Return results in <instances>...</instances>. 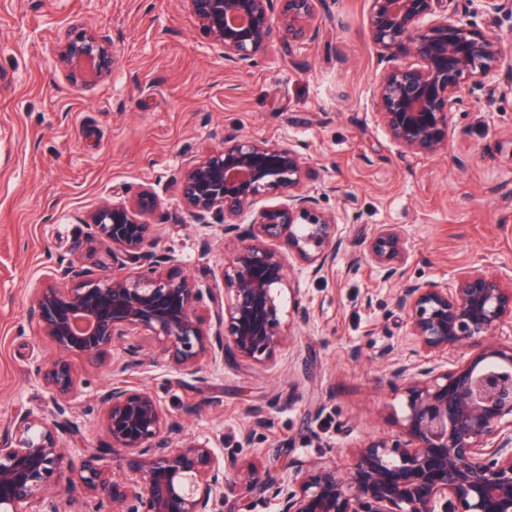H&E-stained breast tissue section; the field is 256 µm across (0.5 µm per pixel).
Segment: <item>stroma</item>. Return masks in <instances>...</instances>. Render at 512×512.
Listing matches in <instances>:
<instances>
[{"label": "stroma", "mask_w": 512, "mask_h": 512, "mask_svg": "<svg viewBox=\"0 0 512 512\" xmlns=\"http://www.w3.org/2000/svg\"><path fill=\"white\" fill-rule=\"evenodd\" d=\"M368 8L319 0L315 39H274L235 68L182 0H0V421L51 407L37 370L60 353L29 320V289L61 262L99 269L105 245L85 219L103 202L149 191L156 206L141 220L155 226L159 251L199 287L212 285L224 235L202 238L176 178L236 129L304 158L303 184L336 215L344 249L317 279L291 261L277 314L288 344L275 364L228 358L191 377L142 335L145 364L126 380L184 415L174 445L206 440L261 471L278 456L342 473L350 449L400 431L405 397L381 354L411 364L420 351L405 322V283L451 284L476 264L512 282V95L472 89L452 108L439 154L400 156L376 117ZM76 26L116 53L111 76L87 90L70 84L54 54ZM387 225L412 244L402 282L367 259ZM295 298L309 323L290 314ZM68 361L80 380L68 416L81 436L64 454L77 459L108 440L99 396L112 372L79 354ZM257 408L271 423L254 431ZM249 430L252 446L238 449Z\"/></svg>", "instance_id": "stroma-1"}]
</instances>
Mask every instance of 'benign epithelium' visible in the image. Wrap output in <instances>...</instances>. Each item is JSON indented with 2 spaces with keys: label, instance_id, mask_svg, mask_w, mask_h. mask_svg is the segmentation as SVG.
<instances>
[{
  "label": "benign epithelium",
  "instance_id": "benign-epithelium-1",
  "mask_svg": "<svg viewBox=\"0 0 512 512\" xmlns=\"http://www.w3.org/2000/svg\"><path fill=\"white\" fill-rule=\"evenodd\" d=\"M189 13L224 53L243 64L275 37H310L317 0H184ZM460 0H369L368 34L383 68L373 89L377 118L401 155H434L448 138L449 110L478 86L493 98L512 83L491 81L504 42L464 23ZM430 18V23L421 21ZM77 87L104 80L115 52L92 33L68 35L56 48ZM303 158L289 147L234 132L184 168L177 179L184 212L206 234L219 227L233 242L222 287L200 288L178 270L160 271L170 258L158 252L152 225L133 216L154 200L104 203L86 220L106 244L105 273L59 263L30 289L31 314L42 335L65 353L102 363L112 348V385L103 393L105 452L123 458L132 477L110 478L93 452L68 466L97 499L96 512H223L224 489L241 485L276 512H512V341L495 340L512 321V285L485 266H472L450 287L409 285L403 290L410 335L428 356L395 362L388 382L407 401L402 431L353 449L347 475L297 460L262 479L235 457L218 455L207 441L171 446L183 429L147 390L123 374L145 364L135 334L146 332L168 362L195 376L205 360L226 357L269 364L287 345L277 319L279 285L286 276L283 244L313 277L336 263L342 241L337 218L318 209L301 185ZM278 191L286 202L244 225L257 199ZM410 244L404 229H380L371 261L386 277L406 274ZM206 310L208 318L200 315ZM480 347L477 362L449 369L440 363L461 346ZM37 374L52 410L14 415L15 444H0V512H62L52 482L63 447L78 426L66 413L78 380L60 359Z\"/></svg>",
  "mask_w": 512,
  "mask_h": 512
}]
</instances>
